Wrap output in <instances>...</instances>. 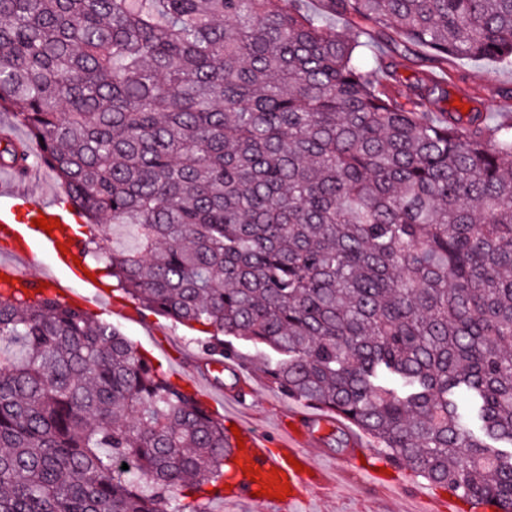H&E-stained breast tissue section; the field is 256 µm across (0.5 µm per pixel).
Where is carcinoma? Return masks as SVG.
Listing matches in <instances>:
<instances>
[{"label": "carcinoma", "mask_w": 512, "mask_h": 512, "mask_svg": "<svg viewBox=\"0 0 512 512\" xmlns=\"http://www.w3.org/2000/svg\"><path fill=\"white\" fill-rule=\"evenodd\" d=\"M318 2L0 0V111L43 140L83 255L132 300L512 512V117L445 111L432 76L512 67V0ZM371 43L401 50L372 68ZM0 164L32 160L0 140ZM103 216L141 250L108 248ZM0 342V512L223 495L224 420L111 323L0 288Z\"/></svg>", "instance_id": "carcinoma-1"}]
</instances>
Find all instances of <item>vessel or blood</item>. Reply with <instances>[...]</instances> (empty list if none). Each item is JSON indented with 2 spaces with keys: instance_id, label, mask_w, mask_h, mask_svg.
Instances as JSON below:
<instances>
[{
  "instance_id": "1",
  "label": "vessel or blood",
  "mask_w": 512,
  "mask_h": 512,
  "mask_svg": "<svg viewBox=\"0 0 512 512\" xmlns=\"http://www.w3.org/2000/svg\"><path fill=\"white\" fill-rule=\"evenodd\" d=\"M29 179V174L13 171L8 181L0 182V242L12 253L11 258L0 261V273L10 277L12 283L30 286L34 279L28 274V267L40 265L42 257L47 256L56 267L68 269L72 275V286L68 289L56 279H49L48 288L54 295L67 301L71 298V289L76 288L86 297H100L97 283L73 263L80 249L71 230L57 229L49 234L32 224L34 218L43 215L51 219L64 218L66 211L72 208L70 200L35 198L20 188L21 183ZM237 427L244 446L235 450V458L242 466L260 469L262 481H270L272 475H279L281 480L289 483L291 493L281 499L256 496L258 482L241 476L233 488L225 490V499L252 501L257 512H297L313 492L304 468L310 465L311 456L317 451V439L303 440L285 432L271 435L242 420L238 421Z\"/></svg>"
}]
</instances>
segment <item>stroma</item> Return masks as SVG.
I'll return each instance as SVG.
<instances>
[{
	"mask_svg": "<svg viewBox=\"0 0 512 512\" xmlns=\"http://www.w3.org/2000/svg\"><path fill=\"white\" fill-rule=\"evenodd\" d=\"M445 77L450 92L468 86L472 95L478 97L489 122L498 120L503 106L498 92L512 88V69L488 60L453 59L448 63ZM102 287L111 292L112 305L93 307V314L116 325L157 362L171 381L200 399L223 397L227 411L246 417L254 426L269 433L277 432L283 415L297 408V401L269 387L253 373L248 376L252 396L247 407H240L228 383L212 379L204 362L205 354L192 331L114 291L111 279H104ZM443 501L441 488L410 472L400 475L396 483L374 487L364 485L358 477L336 472L326 485L312 494L306 512H434Z\"/></svg>",
	"mask_w": 512,
	"mask_h": 512,
	"instance_id": "35a3bbf8",
	"label": "stroma"
}]
</instances>
